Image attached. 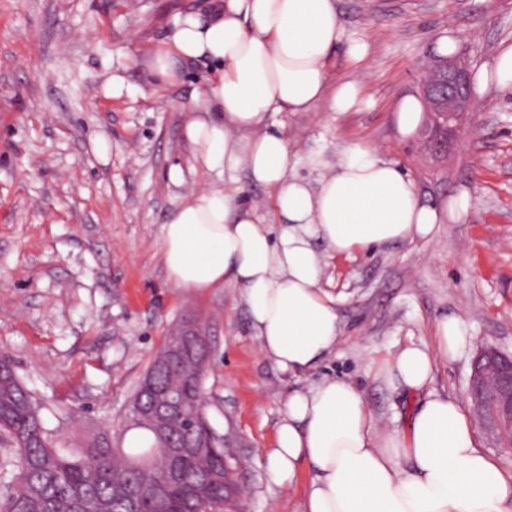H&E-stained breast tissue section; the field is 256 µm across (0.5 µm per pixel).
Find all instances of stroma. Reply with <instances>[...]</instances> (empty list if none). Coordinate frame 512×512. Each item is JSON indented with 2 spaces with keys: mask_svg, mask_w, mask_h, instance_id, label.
Instances as JSON below:
<instances>
[{
  "mask_svg": "<svg viewBox=\"0 0 512 512\" xmlns=\"http://www.w3.org/2000/svg\"><path fill=\"white\" fill-rule=\"evenodd\" d=\"M205 2L0 0V357L14 361L59 445L107 452L122 447L170 330L197 325L209 343L202 413L228 451L239 512H303L313 470L280 486L265 460L289 391L345 378L385 432L403 436L422 395L392 383L398 348L435 347L439 321H463L465 347L438 356L431 384L462 400L478 348L512 354V90L477 99L464 143L441 159L395 121L447 34L473 68L512 41V0H338L347 36L367 51H332L329 83L360 79L361 106L271 117L306 179L311 157L332 162L367 143L424 199L464 188L473 200L433 236L326 259L322 286L339 299L342 334L298 382L261 354L239 288L175 287L161 260V226L186 191L170 170L193 162L185 117L211 69L178 61L179 82L160 88L147 64L172 17ZM118 62L128 89L113 97L105 85Z\"/></svg>",
  "mask_w": 512,
  "mask_h": 512,
  "instance_id": "stroma-1",
  "label": "stroma"
}]
</instances>
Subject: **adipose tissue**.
Wrapping results in <instances>:
<instances>
[{
    "label": "adipose tissue",
    "instance_id": "adipose-tissue-1",
    "mask_svg": "<svg viewBox=\"0 0 512 512\" xmlns=\"http://www.w3.org/2000/svg\"><path fill=\"white\" fill-rule=\"evenodd\" d=\"M344 37L335 0H210L207 14L173 18L149 63L164 83L179 79L175 59L211 64L214 76L196 93L185 135L195 171L225 179L191 189L162 225L167 275L178 288H240L261 353L296 379L325 361L341 336L314 240L327 254L348 255L430 236L472 206L466 192L449 203L422 201L398 165L360 143L343 147L336 163L317 162L316 183L290 173L288 139L268 120L357 103V82L333 88L328 80V54ZM241 171L270 192V215L240 203ZM437 336V352L407 346L389 362L404 386L426 393L406 436L379 438L363 393L345 379L289 393L266 463L281 485L315 470L304 512H512V479L477 448L461 403L426 389L435 354L456 355L466 329L447 318ZM404 456L412 470L402 467Z\"/></svg>",
    "mask_w": 512,
    "mask_h": 512
}]
</instances>
